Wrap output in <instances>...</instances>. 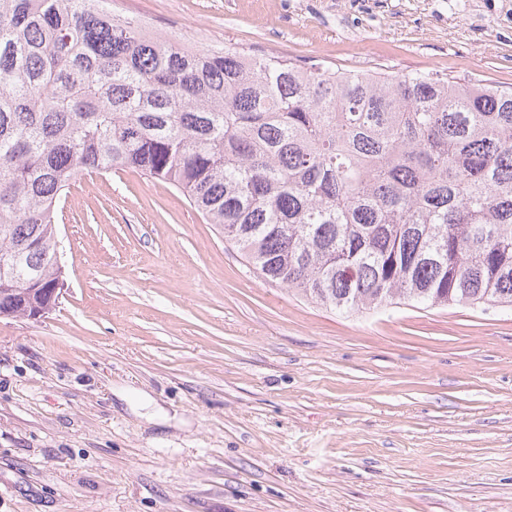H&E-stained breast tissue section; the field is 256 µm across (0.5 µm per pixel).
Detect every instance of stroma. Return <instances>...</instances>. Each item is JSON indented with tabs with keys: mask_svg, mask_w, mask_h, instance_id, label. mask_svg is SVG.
<instances>
[{
	"mask_svg": "<svg viewBox=\"0 0 512 512\" xmlns=\"http://www.w3.org/2000/svg\"><path fill=\"white\" fill-rule=\"evenodd\" d=\"M151 33L512 89V0H121ZM66 292L0 318V512H512V311L346 316L179 190L91 174Z\"/></svg>",
	"mask_w": 512,
	"mask_h": 512,
	"instance_id": "obj_1",
	"label": "stroma"
}]
</instances>
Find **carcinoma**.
<instances>
[{
	"mask_svg": "<svg viewBox=\"0 0 512 512\" xmlns=\"http://www.w3.org/2000/svg\"><path fill=\"white\" fill-rule=\"evenodd\" d=\"M112 3L0 0V318L63 283L56 205L113 169L325 308H512L511 90L193 50Z\"/></svg>",
	"mask_w": 512,
	"mask_h": 512,
	"instance_id": "obj_1",
	"label": "carcinoma"
}]
</instances>
